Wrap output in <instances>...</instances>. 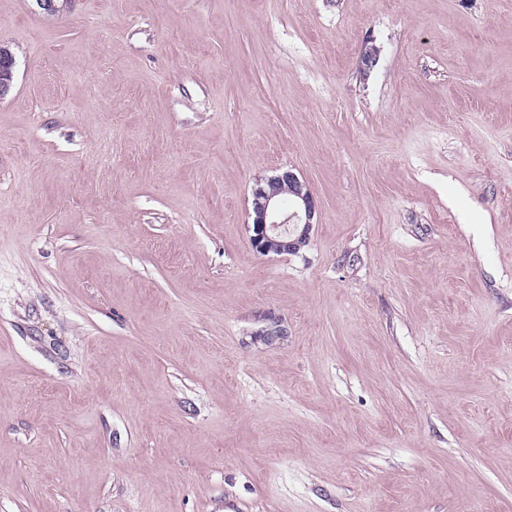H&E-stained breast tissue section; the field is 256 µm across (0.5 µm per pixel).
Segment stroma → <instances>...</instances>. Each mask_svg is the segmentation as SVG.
I'll return each mask as SVG.
<instances>
[{
    "label": "stroma",
    "instance_id": "obj_1",
    "mask_svg": "<svg viewBox=\"0 0 512 512\" xmlns=\"http://www.w3.org/2000/svg\"><path fill=\"white\" fill-rule=\"evenodd\" d=\"M0 46V512H512V0H0ZM283 168L318 220L262 255ZM284 196L293 204L289 214L281 209ZM251 205L252 222L247 227L256 252L298 255L309 244L317 205L307 183L294 172L285 169L257 183Z\"/></svg>",
    "mask_w": 512,
    "mask_h": 512
}]
</instances>
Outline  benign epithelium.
<instances>
[{
  "mask_svg": "<svg viewBox=\"0 0 512 512\" xmlns=\"http://www.w3.org/2000/svg\"><path fill=\"white\" fill-rule=\"evenodd\" d=\"M48 15H59L69 9L72 0H35ZM15 59L12 53L0 48V72L10 79L0 81V100L6 96L13 83ZM293 204L291 213L281 209L283 198ZM317 205L307 183L294 172L285 169L259 183L252 193V206L248 224L249 242L262 254L298 255L309 244L313 224L316 223Z\"/></svg>",
  "mask_w": 512,
  "mask_h": 512,
  "instance_id": "obj_1",
  "label": "benign epithelium"
}]
</instances>
